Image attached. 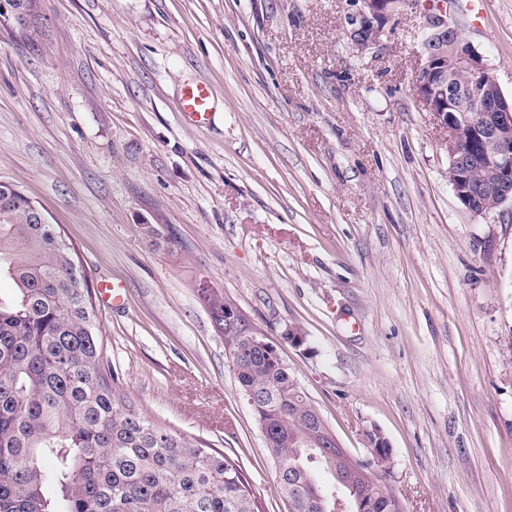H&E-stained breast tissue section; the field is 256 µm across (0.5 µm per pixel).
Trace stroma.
<instances>
[{"mask_svg":"<svg viewBox=\"0 0 512 512\" xmlns=\"http://www.w3.org/2000/svg\"><path fill=\"white\" fill-rule=\"evenodd\" d=\"M355 0H37L0 16V182L60 225L118 389L234 459L265 512L276 466L199 299L276 341L357 459L387 440L409 512H512V205L472 216L416 97L422 16L357 53ZM512 96V0H453ZM209 83L214 116L180 114ZM307 343L284 340L288 327ZM214 92L204 81L184 85L178 108L184 119L196 125H208L213 117ZM201 300L207 306L216 329L224 339V351L231 350V345L235 343V337L228 335L227 330L224 331V313L227 312L228 307H235L236 303L230 298L224 297V294L216 289H211L206 296L201 295Z\"/></svg>","mask_w":512,"mask_h":512,"instance_id":"stroma-1","label":"stroma"}]
</instances>
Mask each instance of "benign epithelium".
<instances>
[{"instance_id": "7a95c632", "label": "benign epithelium", "mask_w": 512, "mask_h": 512, "mask_svg": "<svg viewBox=\"0 0 512 512\" xmlns=\"http://www.w3.org/2000/svg\"><path fill=\"white\" fill-rule=\"evenodd\" d=\"M349 33L353 47L363 53L378 46L386 21L407 0H357ZM423 28L430 45L415 80V93L448 131V183L460 203L475 216H486L512 202V99L505 96L485 57L465 40L448 5L431 0L423 4ZM465 74L472 84H454ZM487 178H478V172ZM377 469L370 479L387 481L392 476L390 456L378 448L386 443L375 428L366 430ZM314 445L335 446L336 459L348 466L356 459L343 448L330 428L314 439Z\"/></svg>"}]
</instances>
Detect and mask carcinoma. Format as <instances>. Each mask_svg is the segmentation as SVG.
Returning a JSON list of instances; mask_svg holds the SVG:
<instances>
[{"instance_id": "carcinoma-1", "label": "carcinoma", "mask_w": 512, "mask_h": 512, "mask_svg": "<svg viewBox=\"0 0 512 512\" xmlns=\"http://www.w3.org/2000/svg\"><path fill=\"white\" fill-rule=\"evenodd\" d=\"M22 192L0 198V276L16 286L0 301V512H264L243 469L223 452L127 404L105 369L85 279L56 224H41ZM224 349V313L235 302L216 289L201 297ZM237 358L266 448L280 464L288 512H336L318 479L332 472L342 512L365 495L391 512L392 486L369 481L365 464L341 472L311 443L314 407L276 345ZM55 494L44 491L45 474Z\"/></svg>"}]
</instances>
